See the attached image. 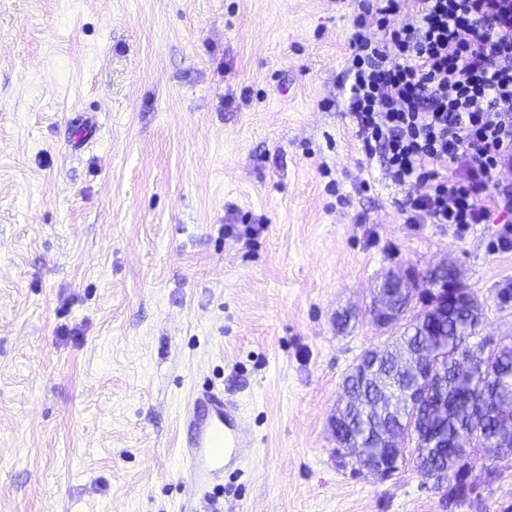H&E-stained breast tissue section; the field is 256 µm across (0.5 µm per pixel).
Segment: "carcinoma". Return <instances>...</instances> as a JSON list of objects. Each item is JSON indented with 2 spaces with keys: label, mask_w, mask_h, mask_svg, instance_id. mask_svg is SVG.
<instances>
[{
  "label": "carcinoma",
  "mask_w": 512,
  "mask_h": 512,
  "mask_svg": "<svg viewBox=\"0 0 512 512\" xmlns=\"http://www.w3.org/2000/svg\"><path fill=\"white\" fill-rule=\"evenodd\" d=\"M484 319L483 308L472 291L462 292L461 303L448 307V317L436 325L430 319L406 323L382 351L366 349L361 366L347 371L342 382L346 401L336 409L343 421L350 448L369 456H399L396 470L405 462L404 448H380L375 433L389 425L402 430L430 428L452 443L448 454L416 446L415 469L429 479L447 473L442 488L448 499L461 501L469 487L467 459L484 451L488 459H502L491 438L505 426L512 428V344H502L481 355L468 348L464 337L474 336ZM435 358L440 378L447 384L448 406L407 411L405 391L419 377L417 364Z\"/></svg>",
  "instance_id": "obj_1"
}]
</instances>
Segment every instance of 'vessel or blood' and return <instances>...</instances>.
Returning a JSON list of instances; mask_svg holds the SVG:
<instances>
[{
    "label": "vessel or blood",
    "mask_w": 512,
    "mask_h": 512,
    "mask_svg": "<svg viewBox=\"0 0 512 512\" xmlns=\"http://www.w3.org/2000/svg\"><path fill=\"white\" fill-rule=\"evenodd\" d=\"M186 437L179 446L193 493L223 485L225 472L255 452L248 420L238 407L226 405L213 391L202 392L180 419Z\"/></svg>",
    "instance_id": "vessel-or-blood-1"
}]
</instances>
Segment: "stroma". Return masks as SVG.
Listing matches in <instances>:
<instances>
[{"label":"stroma","mask_w":512,"mask_h":512,"mask_svg":"<svg viewBox=\"0 0 512 512\" xmlns=\"http://www.w3.org/2000/svg\"><path fill=\"white\" fill-rule=\"evenodd\" d=\"M358 0H0V512H512L482 451L448 503L354 471L330 425L387 342L389 274L448 261L512 341L492 224H408L361 165L340 78ZM351 311L347 326L336 318ZM204 389L257 442L190 497Z\"/></svg>","instance_id":"stroma-1"}]
</instances>
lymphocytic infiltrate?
I'll list each match as a JSON object with an SVG mask.
<instances>
[{"mask_svg": "<svg viewBox=\"0 0 512 512\" xmlns=\"http://www.w3.org/2000/svg\"><path fill=\"white\" fill-rule=\"evenodd\" d=\"M354 28L347 112L406 223H495L512 248V0H362Z\"/></svg>", "mask_w": 512, "mask_h": 512, "instance_id": "f902f5d3", "label": "lymphocytic infiltrate"}]
</instances>
